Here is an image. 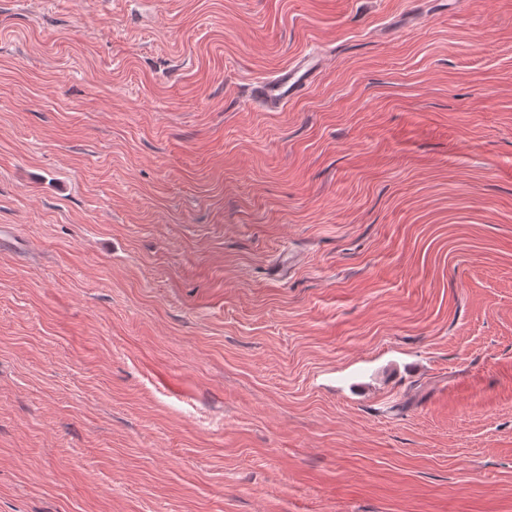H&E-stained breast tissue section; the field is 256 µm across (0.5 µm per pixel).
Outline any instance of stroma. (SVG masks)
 Returning <instances> with one entry per match:
<instances>
[{
  "instance_id": "1",
  "label": "stroma",
  "mask_w": 512,
  "mask_h": 512,
  "mask_svg": "<svg viewBox=\"0 0 512 512\" xmlns=\"http://www.w3.org/2000/svg\"><path fill=\"white\" fill-rule=\"evenodd\" d=\"M4 224L0 512H512V0H0ZM320 72V58L304 54L294 65L256 82L250 96L266 112L282 111L315 83Z\"/></svg>"
}]
</instances>
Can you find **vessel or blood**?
<instances>
[{
    "label": "vessel or blood",
    "instance_id": "vessel-or-blood-1",
    "mask_svg": "<svg viewBox=\"0 0 512 512\" xmlns=\"http://www.w3.org/2000/svg\"><path fill=\"white\" fill-rule=\"evenodd\" d=\"M320 71L318 56L303 55L294 65L256 82L250 89V96L264 111H281L315 83Z\"/></svg>",
    "mask_w": 512,
    "mask_h": 512
}]
</instances>
